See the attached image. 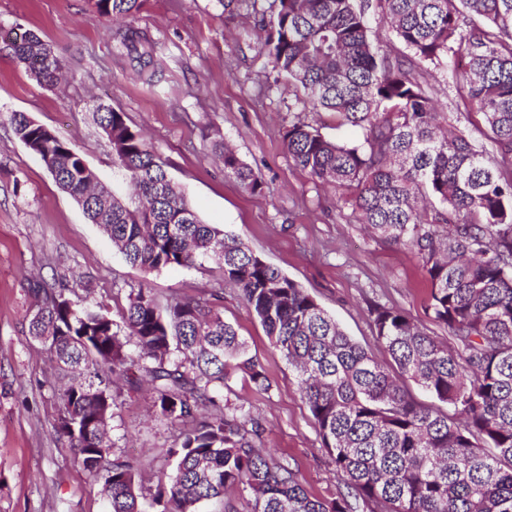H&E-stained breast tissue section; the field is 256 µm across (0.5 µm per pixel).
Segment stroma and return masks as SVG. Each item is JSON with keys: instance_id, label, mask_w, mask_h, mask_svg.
I'll return each mask as SVG.
<instances>
[{"instance_id": "1", "label": "stroma", "mask_w": 512, "mask_h": 512, "mask_svg": "<svg viewBox=\"0 0 512 512\" xmlns=\"http://www.w3.org/2000/svg\"><path fill=\"white\" fill-rule=\"evenodd\" d=\"M273 0H244L227 13L221 0H145L126 19L94 16L89 0H0V29L37 34L63 63L64 76L44 87L0 51V512H109L102 478L86 471L56 432L61 382L46 346L28 325L39 302L32 283L68 286L72 300L90 298L117 313L131 289H153L160 303L216 300L226 321L265 368L266 391L242 374L226 380L219 411L257 422L263 451L299 470L306 489L331 500L345 486L322 447L296 374L271 346L238 289L219 265L166 268L150 274L124 261L81 205L63 192L39 158L13 134L23 112L69 143L106 185L116 184L112 145L94 121L98 105L125 113L203 222L238 236L334 315L345 331L374 349L371 304L394 306L444 343L453 338L428 308L429 282L409 249L385 243L338 202L335 187L314 183L284 145L288 126L305 121L350 143L352 126L329 124L295 89L275 83L260 25ZM149 34L163 77L142 85L135 64L118 52V34ZM421 79L438 112L460 113L445 65L423 64ZM228 145L258 173L257 191L224 172ZM109 435L117 456L140 465L142 494L152 497L174 472L170 448L186 427L157 414L147 389L113 387Z\"/></svg>"}]
</instances>
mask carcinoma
Segmentation results:
<instances>
[{
	"instance_id": "obj_1",
	"label": "carcinoma",
	"mask_w": 512,
	"mask_h": 512,
	"mask_svg": "<svg viewBox=\"0 0 512 512\" xmlns=\"http://www.w3.org/2000/svg\"><path fill=\"white\" fill-rule=\"evenodd\" d=\"M144 0H97L99 16L129 17ZM391 24L407 53L371 38L372 20ZM277 75L315 110L362 138L347 144L297 121L284 134L294 163L336 187L380 240L415 252L430 284L433 320L456 346L431 336L394 307L370 309L383 364L348 336L315 298L236 236L201 221L180 186L125 114L103 107L96 121L113 163L136 193L125 197L85 180L83 158L23 112L15 136L53 165L58 186L146 273L215 258L274 349L294 369L322 447L348 494L312 496L298 470L264 455L236 417L198 419L222 396L229 370L270 387L246 341L207 300L161 307L133 289L114 319L64 288L34 285L40 299L28 332L73 373L61 394L58 433L83 467L105 471L110 512H196L229 488L250 512H512V0H273L262 16ZM35 79L58 83L62 63L33 33L4 43ZM119 48L156 83L154 46L129 29ZM446 62L448 83L472 111L440 113L418 79L424 63ZM492 149H487L486 144ZM224 172L251 190L258 174L235 151ZM142 371L155 406L172 422H193L169 449L174 474L143 503L137 464L113 456L107 436L111 378L132 385ZM432 397L427 403L410 390Z\"/></svg>"
}]
</instances>
